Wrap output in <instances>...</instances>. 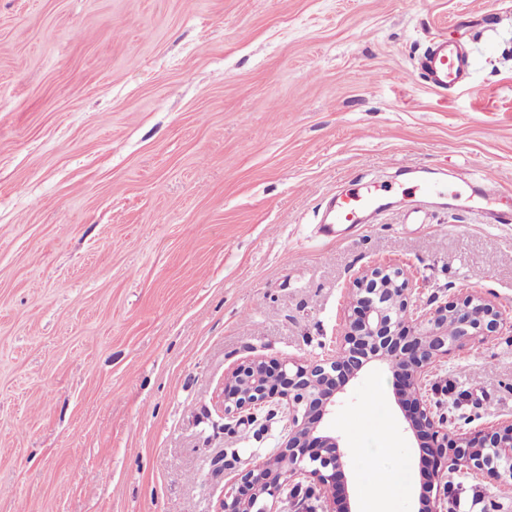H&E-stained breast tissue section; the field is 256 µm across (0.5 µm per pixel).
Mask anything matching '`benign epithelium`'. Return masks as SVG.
<instances>
[{"label":"benign epithelium","instance_id":"1","mask_svg":"<svg viewBox=\"0 0 512 512\" xmlns=\"http://www.w3.org/2000/svg\"><path fill=\"white\" fill-rule=\"evenodd\" d=\"M502 320L493 301L466 296L414 317L404 272L373 265L356 276L349 288L346 326L336 355L309 363L268 364L248 358L224 376V414L251 419L254 410L271 402L288 418L276 454L245 469L234 479L216 512H278L276 501L288 484L306 487L326 503L325 512H349L336 495L345 478V455L336 435L319 424L336 406L337 394L369 363L387 366L401 380L397 404L407 430L422 439L420 449L432 465L428 491L443 468L474 469L512 486V427L484 428L453 442L440 434L439 421L426 394L434 364L456 348L495 331Z\"/></svg>","mask_w":512,"mask_h":512}]
</instances>
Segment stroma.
<instances>
[{
	"label": "stroma",
	"mask_w": 512,
	"mask_h": 512,
	"mask_svg": "<svg viewBox=\"0 0 512 512\" xmlns=\"http://www.w3.org/2000/svg\"><path fill=\"white\" fill-rule=\"evenodd\" d=\"M436 36L472 61L446 93L419 69ZM372 184L379 218L320 233ZM485 209L512 216V0H0V512H215L286 424L226 416L225 371L334 355L373 264L421 314L498 304L428 394L449 435L512 424V223ZM398 388L368 364L325 419L352 512L385 430L391 512L419 508ZM446 480L512 512L480 472Z\"/></svg>",
	"instance_id": "obj_1"
}]
</instances>
